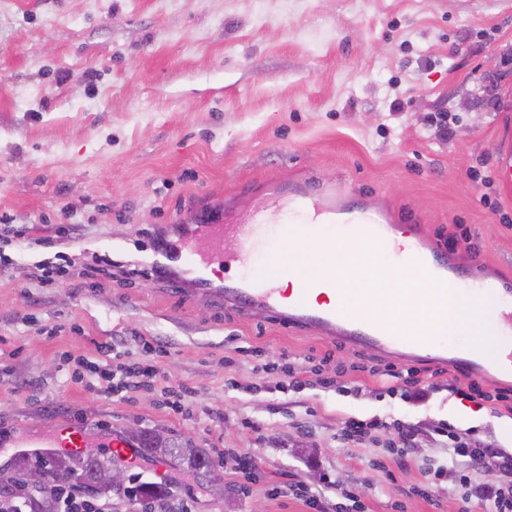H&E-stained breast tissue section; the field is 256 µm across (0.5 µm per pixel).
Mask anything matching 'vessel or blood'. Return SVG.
Segmentation results:
<instances>
[{"label":"vessel or blood","instance_id":"1","mask_svg":"<svg viewBox=\"0 0 512 512\" xmlns=\"http://www.w3.org/2000/svg\"><path fill=\"white\" fill-rule=\"evenodd\" d=\"M496 176L503 190L512 189V136L497 143ZM343 186L327 187L320 200L298 192L283 197L279 186L266 192L265 210L246 224H188L184 235L204 239L206 255L186 254L181 274L190 283L183 289L185 301L199 295L212 297L225 307L256 312L269 311L285 324L313 328L327 338L371 350H382L406 358L434 355L455 371L474 376L492 371L512 378V289L495 286L448 260L445 251L414 240L404 257L391 252L396 227L384 213L362 206L356 199L344 200ZM353 239L373 249L376 264L372 278L352 288L353 299L332 308L315 304L313 296L336 290V241ZM297 275L294 294L284 295L283 278ZM424 278L426 302L441 312L431 331H410L387 315V308L404 298L399 283ZM497 301L501 330L491 356L485 357L460 344V325L449 322L450 311L475 308L484 297ZM53 448L89 447V436L81 427L66 426L51 439Z\"/></svg>","mask_w":512,"mask_h":512}]
</instances>
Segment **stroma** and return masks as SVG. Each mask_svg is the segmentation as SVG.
I'll list each match as a JSON object with an SVG mask.
<instances>
[{
    "mask_svg": "<svg viewBox=\"0 0 512 512\" xmlns=\"http://www.w3.org/2000/svg\"><path fill=\"white\" fill-rule=\"evenodd\" d=\"M511 115L512 5L499 0H0V470L17 437L137 429L207 451L224 478L219 497L185 464L120 461L127 477L171 486L154 512H312L298 491L328 478L360 492L363 512H459L461 491L415 493L447 456L441 427L512 452V414L445 390L413 404L368 372L436 382L447 364L337 348L273 317L184 302L174 273L117 267L160 234L177 244L172 225L249 213L268 183L303 181L344 184L434 247L459 234L457 264L512 282V193L483 182ZM143 338L164 351L153 388L69 380L64 354L101 364L111 341L138 358ZM328 353L363 365L359 394L268 392L261 364ZM168 386L186 414L164 408ZM372 416L412 428L387 474L372 463L396 430L337 441L349 418Z\"/></svg>",
    "mask_w": 512,
    "mask_h": 512,
    "instance_id": "obj_1",
    "label": "stroma"
}]
</instances>
